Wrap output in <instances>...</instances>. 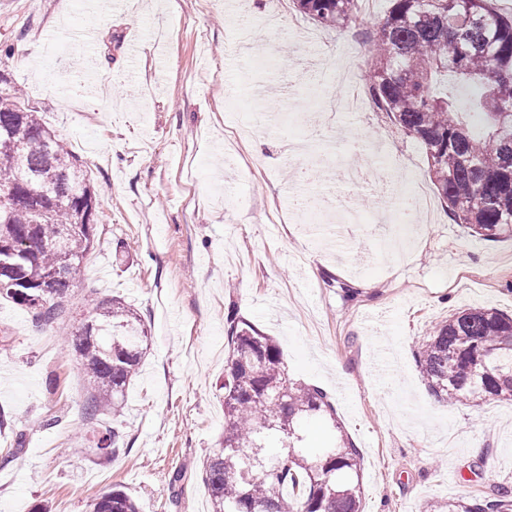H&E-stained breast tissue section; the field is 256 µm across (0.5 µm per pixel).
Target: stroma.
<instances>
[{
	"label": "stroma",
	"mask_w": 512,
	"mask_h": 512,
	"mask_svg": "<svg viewBox=\"0 0 512 512\" xmlns=\"http://www.w3.org/2000/svg\"><path fill=\"white\" fill-rule=\"evenodd\" d=\"M122 2L0 0V72L80 158L100 215L55 326L0 300V456L25 440L0 465V512H87L115 488L142 512H210L194 473L224 433L232 313L331 397L362 454L363 512H441L512 490V404L439 403L416 359L455 312L512 315V239L449 217L423 146L390 114L313 122L323 93L363 80L362 35L292 0H235L231 16L224 0ZM85 72L109 81L110 98L83 96L72 76ZM337 157L366 182L345 184ZM410 184L429 211L380 223L385 198ZM335 194L365 222L323 221ZM112 296L141 314L150 349L120 413L84 433L86 387L56 330ZM112 424L128 450L104 459L94 445ZM177 471L187 478L170 486Z\"/></svg>",
	"instance_id": "35a3bbf8"
}]
</instances>
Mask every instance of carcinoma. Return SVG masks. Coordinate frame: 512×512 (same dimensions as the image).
Here are the masks:
<instances>
[{"label": "carcinoma", "instance_id": "1", "mask_svg": "<svg viewBox=\"0 0 512 512\" xmlns=\"http://www.w3.org/2000/svg\"><path fill=\"white\" fill-rule=\"evenodd\" d=\"M357 2L293 0L328 27L357 24ZM369 54L371 101L423 145L453 221L483 238L512 237V16L492 0H392ZM1 136L11 144L0 145V298L48 325L72 282L70 273L48 280L60 263L57 245L83 263L98 223L94 190L78 157L2 75ZM224 333V439L196 472L211 512H362L360 452L327 393L295 379L278 343L250 322L230 317ZM65 342L80 361L86 418L117 415L148 350L141 315L121 299L101 300ZM417 358L440 403L512 401V316L458 311L423 338ZM325 422L328 440L308 446L307 427ZM96 446L107 459L128 450L115 424ZM88 512L141 507L116 488ZM448 512H512V491L450 500Z\"/></svg>", "mask_w": 512, "mask_h": 512}]
</instances>
